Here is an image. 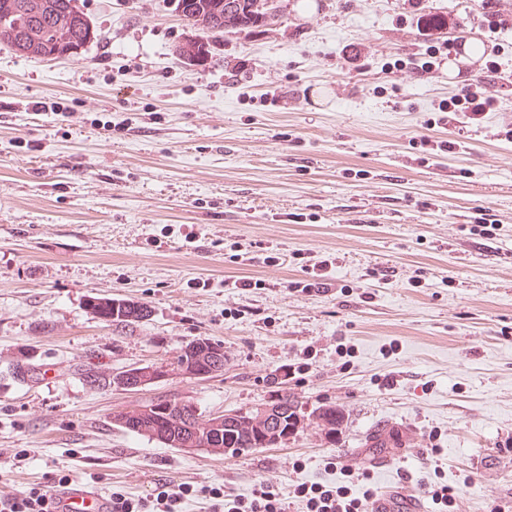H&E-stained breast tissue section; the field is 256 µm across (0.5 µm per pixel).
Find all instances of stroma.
I'll return each instance as SVG.
<instances>
[{
  "label": "stroma",
  "instance_id": "stroma-1",
  "mask_svg": "<svg viewBox=\"0 0 512 512\" xmlns=\"http://www.w3.org/2000/svg\"><path fill=\"white\" fill-rule=\"evenodd\" d=\"M296 2L217 35L204 67L175 56L190 28L172 0H78L101 39L65 60L0 41V496L66 474L135 499L190 487L184 512H207L203 490L263 483L304 512L299 484L364 474L402 501L409 472L440 476L454 512H512V89L480 122L427 127L471 77L449 72L459 36L512 75V0ZM491 12L509 24L494 37ZM325 259L330 290L296 291ZM91 295L152 315L116 336ZM199 336L223 373L125 393L75 372L170 361ZM24 352L38 373L12 381ZM279 389L306 413L342 407L335 442L309 427L208 454L112 421L157 398L251 410ZM381 422L411 440L382 463L363 448Z\"/></svg>",
  "mask_w": 512,
  "mask_h": 512
}]
</instances>
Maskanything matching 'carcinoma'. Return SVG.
Here are the masks:
<instances>
[{
	"label": "carcinoma",
	"instance_id": "1",
	"mask_svg": "<svg viewBox=\"0 0 512 512\" xmlns=\"http://www.w3.org/2000/svg\"><path fill=\"white\" fill-rule=\"evenodd\" d=\"M181 15L188 22L194 34L176 46L186 61L205 66L212 59V38L217 33L243 29L269 28L278 24L275 16L283 14L277 0H181ZM6 41L18 53L34 59L54 58L60 53L62 42L77 46L99 41V34L91 27L77 0H0V41ZM86 309L99 321L112 327V332L121 336L133 334L140 325L149 320L151 310L143 303L122 298L91 296ZM192 348H180L177 361L194 368L198 374L209 378L224 371V349L207 337L191 341ZM80 379L87 385L104 389L111 386L110 371L98 368L93 363L77 369ZM277 404L284 427H297L291 421L294 416L308 418L321 433L339 434L345 421L344 410L336 405H322L308 415L297 412L299 401L288 391L278 394ZM150 411L137 405L129 411L113 417L117 422L125 418L130 424L127 431L138 436L154 439L163 433L173 441L172 447L185 440L181 412L188 411L189 405L169 407L167 402L157 399L148 404ZM394 427L377 425L365 437L364 447L374 457L389 453L387 444L399 448L391 438ZM222 447L239 448L242 444L256 440L254 432L239 426H221Z\"/></svg>",
	"mask_w": 512,
	"mask_h": 512
}]
</instances>
